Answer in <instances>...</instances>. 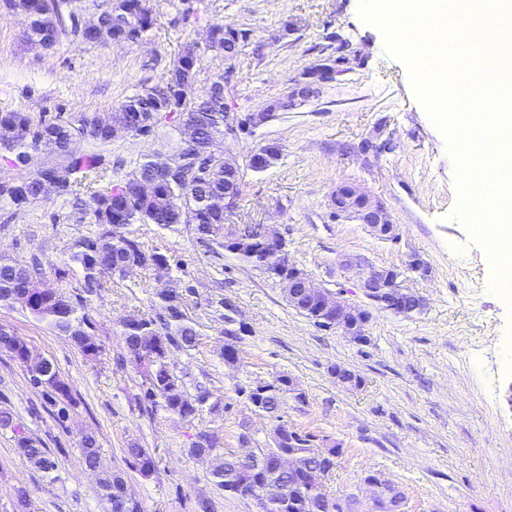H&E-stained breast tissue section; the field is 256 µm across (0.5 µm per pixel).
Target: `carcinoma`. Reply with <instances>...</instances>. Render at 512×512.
<instances>
[{"instance_id":"cac0c4a2","label":"carcinoma","mask_w":512,"mask_h":512,"mask_svg":"<svg viewBox=\"0 0 512 512\" xmlns=\"http://www.w3.org/2000/svg\"><path fill=\"white\" fill-rule=\"evenodd\" d=\"M15 10L28 21L27 37L37 43L55 44L61 36H73L80 43L93 41L83 37L72 23L61 24L59 13L68 16L95 11L109 33V40L136 43L152 26L151 11L146 0H11ZM246 34L222 24L212 26L211 40L207 47L224 50L228 44H240ZM139 112L146 113L150 126L139 130L146 136L161 124L179 122L195 131L200 148L177 149L172 158L177 174L170 180L155 179L151 175L149 156L124 178L109 183L103 189L91 192L95 206L91 211L83 207L77 196V186L89 177L110 167L111 160L103 147L112 142V127L125 126ZM224 138V98L209 93L198 95L193 87H182L178 70L170 68L163 84L138 93L100 121V114L88 112L62 115L53 120H34L26 112L0 110V153L4 160L16 166L26 165L40 155L45 160L36 164L26 180L0 177V200H6L17 209L27 208L41 200L63 197L71 203L79 219H89L100 229L93 235L81 237L70 255V262L82 271L81 293L75 297L42 281V262L34 258L28 265L0 259V302L18 304L35 320L46 323L53 331L68 337L88 357L101 352V345L93 334V324L81 313L86 302L99 295L107 276H122V269L136 265L153 272L157 280L173 282L169 259L166 255L144 244L134 236L129 227L134 224H156L171 228L188 224L196 239L219 249H227L224 239V211L211 207L208 200L224 194V178L242 182V168L255 169L253 155H248L241 165L232 158L211 155L206 146ZM76 140L91 141L96 148L88 152H75ZM242 261L268 276L276 277L281 255L249 247L235 252ZM156 315L143 316L137 322L123 325V339L131 358L150 355V382L146 383L145 397L154 402L161 399V407L182 419L194 417L209 399L210 393L201 391L190 394L183 380L173 371L169 352L171 349H193L198 345L200 333L188 317L182 291L177 287L160 290ZM12 356L25 367L30 377L59 396L70 398L69 389L58 378L52 362L28 363L19 348ZM277 385L267 390H256L252 399L260 414L274 423L269 448L256 453L255 471L240 463L228 452H221L212 444L209 434L197 435V441L188 449L190 455L207 452L211 461L210 474L216 486L230 495H239L245 488L257 496L266 485L284 490L279 505H271L266 512H302L298 483L304 472L317 464L306 455V447L293 448L299 467L291 472L276 465L275 453L288 448V431L281 424L288 392V377L275 378ZM18 453L33 468L49 473L56 468L47 449L40 441L28 436L17 438ZM143 474L155 469L150 453L136 446L128 449ZM82 462L89 470L99 472L97 485L101 496L115 512L116 501L127 495V485L119 475L106 469L99 471L101 448L96 436L87 433L81 440Z\"/></svg>"}]
</instances>
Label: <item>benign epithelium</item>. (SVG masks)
<instances>
[{
	"label": "benign epithelium",
	"instance_id": "benign-epithelium-1",
	"mask_svg": "<svg viewBox=\"0 0 512 512\" xmlns=\"http://www.w3.org/2000/svg\"><path fill=\"white\" fill-rule=\"evenodd\" d=\"M238 55V49L232 48L224 53V79L213 82L209 91H222L226 88L233 73V61ZM335 77V70L326 63H318L308 69L305 81L294 84L285 96L290 105L303 104L321 93L322 85ZM251 119L253 126L262 125L260 113L252 112L246 116L240 112L224 113V139L235 140L243 132V122ZM242 189L232 185H224V197L211 200V204L224 208V212L233 211L240 199ZM360 203L358 210L348 211L341 205L333 208L337 217L347 215L361 224L366 225L381 238L391 241L398 239L396 226L392 224L391 216L383 203L372 196L355 191ZM260 236L264 237L268 246L277 251L286 250V242L281 234L271 225L262 224ZM342 265L358 270L360 288L371 304L378 308L389 310L397 315H407L413 311L426 308V299L411 291L404 285L403 273L394 267H381L362 262L358 259L347 258ZM288 298L298 304L312 303L320 307V322L325 330L336 329L357 343L367 340L365 328L370 319L369 310L352 304L321 284L315 282L308 273L298 267L289 258H284L282 271L278 277ZM316 438L307 439L306 446L310 447L312 457L320 461V465L308 470L306 482L311 493L306 497L309 512H356L350 500H332L322 494V479L328 476L329 465L337 464L341 449L333 445L323 450L314 447ZM363 483L371 492V506L368 512H401L405 502L404 492L378 472H368L362 478Z\"/></svg>",
	"mask_w": 512,
	"mask_h": 512
}]
</instances>
